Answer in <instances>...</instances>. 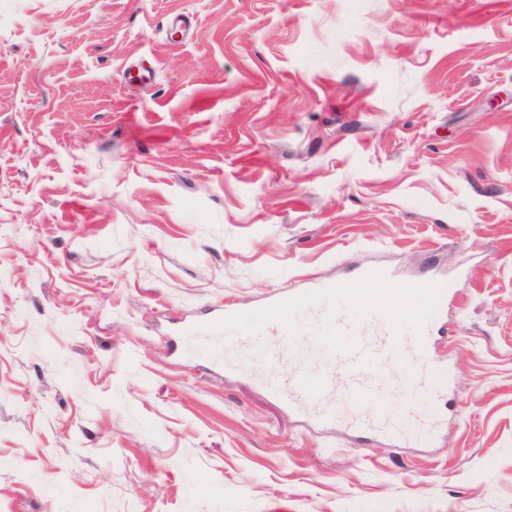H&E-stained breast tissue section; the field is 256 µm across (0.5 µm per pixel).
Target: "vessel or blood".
<instances>
[{"mask_svg":"<svg viewBox=\"0 0 512 512\" xmlns=\"http://www.w3.org/2000/svg\"><path fill=\"white\" fill-rule=\"evenodd\" d=\"M361 287L357 312L338 315L326 305V297L351 295L348 287L312 282L310 287L273 296L265 305L267 321L261 332L265 346L267 374L264 385L273 397L297 408L316 395L340 399L383 397L376 372L383 359L397 356L408 367L411 389L441 392L449 380L447 366L432 352L440 334L445 333L446 309L452 293L447 284L432 276L399 280L384 270L368 268L356 277ZM379 283L377 293L368 286ZM406 288L417 309L409 328H401L398 308L390 298ZM312 308L309 322L296 323L292 317L298 307ZM307 337L313 347L332 364L329 371L309 377L288 366L289 342Z\"/></svg>","mask_w":512,"mask_h":512,"instance_id":"1","label":"vessel or blood"}]
</instances>
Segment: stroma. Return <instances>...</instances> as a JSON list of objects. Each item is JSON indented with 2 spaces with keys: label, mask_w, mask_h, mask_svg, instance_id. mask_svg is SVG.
<instances>
[{
  "label": "stroma",
  "mask_w": 512,
  "mask_h": 512,
  "mask_svg": "<svg viewBox=\"0 0 512 512\" xmlns=\"http://www.w3.org/2000/svg\"><path fill=\"white\" fill-rule=\"evenodd\" d=\"M364 268L457 292L409 430L184 329ZM0 512H512V0H0Z\"/></svg>",
  "instance_id": "35a3bbf8"
}]
</instances>
